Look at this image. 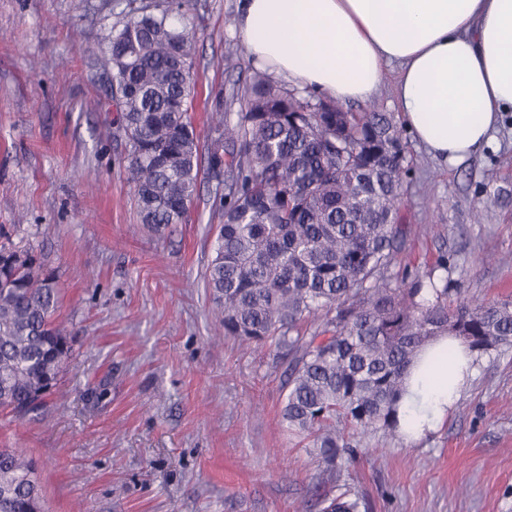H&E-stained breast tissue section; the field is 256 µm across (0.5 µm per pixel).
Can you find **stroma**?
<instances>
[{"label":"stroma","instance_id":"obj_1","mask_svg":"<svg viewBox=\"0 0 512 512\" xmlns=\"http://www.w3.org/2000/svg\"><path fill=\"white\" fill-rule=\"evenodd\" d=\"M117 2L0 0V229L55 271L72 347L42 416L0 412V448L36 460L46 512H321L322 466L281 424L275 345L252 352L219 333L205 284L215 181L201 177L185 223L154 233L123 175V140L104 134L119 104L93 60ZM238 5L183 0L202 138L207 109L250 77ZM91 99L101 111H86ZM403 145L401 213L423 231L395 273L444 256L456 299L512 295V112L456 165L411 134ZM458 402L418 442L364 441L335 484L361 512H512V348L483 356Z\"/></svg>","mask_w":512,"mask_h":512}]
</instances>
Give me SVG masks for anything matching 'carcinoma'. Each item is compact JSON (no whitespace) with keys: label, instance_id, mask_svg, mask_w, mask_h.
Segmentation results:
<instances>
[{"label":"carcinoma","instance_id":"obj_1","mask_svg":"<svg viewBox=\"0 0 512 512\" xmlns=\"http://www.w3.org/2000/svg\"><path fill=\"white\" fill-rule=\"evenodd\" d=\"M181 0H127L94 67L118 97L113 137L141 223L185 221L205 172L222 187L224 224L206 288L224 331L255 349L275 343L286 363L281 411L289 434L336 471L354 443L397 433L399 401L419 351L439 336L474 359L512 346V300L454 306L448 260L419 274L390 269L413 233L401 222L408 168L402 134L381 112H347L303 97L254 68L244 108L209 115L206 142L188 101L196 30ZM0 408L41 412L71 350L55 324L56 275L31 245L0 230ZM322 512H359L349 490L318 493ZM42 502L31 458L0 448V512Z\"/></svg>","mask_w":512,"mask_h":512}]
</instances>
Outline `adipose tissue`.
<instances>
[{"label":"adipose tissue","mask_w":512,"mask_h":512,"mask_svg":"<svg viewBox=\"0 0 512 512\" xmlns=\"http://www.w3.org/2000/svg\"><path fill=\"white\" fill-rule=\"evenodd\" d=\"M237 28L254 65L341 104L373 98L395 68L397 112L449 164L492 142L512 112V0H240ZM448 346L453 361L432 364ZM474 371L461 344L425 346L399 403L402 433L436 429Z\"/></svg>","instance_id":"obj_1"}]
</instances>
